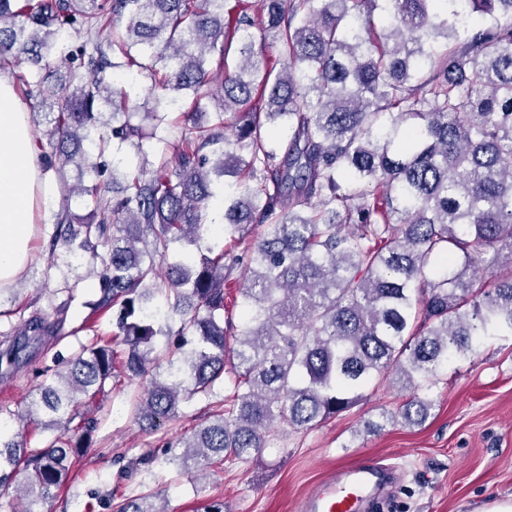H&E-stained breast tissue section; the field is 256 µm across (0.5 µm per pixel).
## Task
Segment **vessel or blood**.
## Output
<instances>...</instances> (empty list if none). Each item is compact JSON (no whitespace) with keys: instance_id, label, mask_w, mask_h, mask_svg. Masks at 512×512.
I'll return each mask as SVG.
<instances>
[{"instance_id":"1","label":"vessel or blood","mask_w":512,"mask_h":512,"mask_svg":"<svg viewBox=\"0 0 512 512\" xmlns=\"http://www.w3.org/2000/svg\"><path fill=\"white\" fill-rule=\"evenodd\" d=\"M390 472L388 466L369 463L330 476L309 494L306 512H358L360 503Z\"/></svg>"}]
</instances>
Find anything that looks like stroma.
<instances>
[{"mask_svg":"<svg viewBox=\"0 0 512 512\" xmlns=\"http://www.w3.org/2000/svg\"><path fill=\"white\" fill-rule=\"evenodd\" d=\"M56 207L34 213L32 248L17 298L0 316V342L19 335L33 310L54 314L67 307L60 340L37 345L29 365L0 369V411L18 413L36 388L35 371L52 365L56 353L70 354L94 334L112 335L111 314L96 331L83 322L88 303L99 297L97 279L82 267H68L51 255ZM74 292H66V285ZM148 378L120 376L116 386L84 408L97 426L92 443L49 512H84L92 496L104 498L96 512L139 495L143 485L158 489L168 512H197L208 499H224V512H303L310 490L330 473L369 462L393 466L396 478L368 512H484L495 500L512 498V337L486 339L470 359L450 362L439 377L436 406L419 427L395 424L368 431L380 409L394 410L405 397L388 379L370 384L364 398L341 416L297 431L286 423L272 430L273 449L263 459L214 468L206 475H177L171 464L143 465L146 455L191 434L224 399L223 387L181 407L161 428H150L132 412L131 397Z\"/></svg>","mask_w":512,"mask_h":512,"instance_id":"stroma-1","label":"stroma"}]
</instances>
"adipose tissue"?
I'll use <instances>...</instances> for the list:
<instances>
[{
  "label": "adipose tissue",
  "instance_id": "ef3b65f1",
  "mask_svg": "<svg viewBox=\"0 0 512 512\" xmlns=\"http://www.w3.org/2000/svg\"><path fill=\"white\" fill-rule=\"evenodd\" d=\"M25 106L10 81L0 78V288L13 286L30 260L38 205L53 203Z\"/></svg>",
  "mask_w": 512,
  "mask_h": 512
}]
</instances>
